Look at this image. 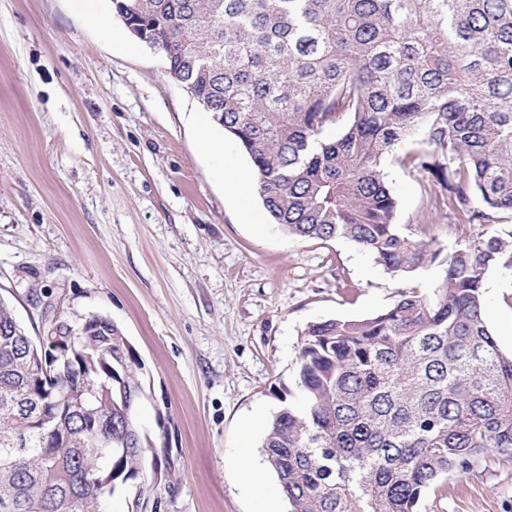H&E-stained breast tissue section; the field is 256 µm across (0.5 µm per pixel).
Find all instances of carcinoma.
Segmentation results:
<instances>
[{
  "label": "carcinoma",
  "instance_id": "1",
  "mask_svg": "<svg viewBox=\"0 0 512 512\" xmlns=\"http://www.w3.org/2000/svg\"><path fill=\"white\" fill-rule=\"evenodd\" d=\"M155 41L249 157L273 223L296 239H347L388 272L439 251L396 223L384 163L440 186L465 224L512 211V0H112ZM341 127L338 136L326 132ZM447 159L443 164L441 159ZM498 236L472 238L442 282L367 319L304 330L294 388L265 428L262 464L288 512H418L452 469L512 458V355L484 317ZM112 320L61 313L29 336L0 299V499L12 512H141L160 473L136 414L146 389ZM46 362L49 375L39 372Z\"/></svg>",
  "mask_w": 512,
  "mask_h": 512
}]
</instances>
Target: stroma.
<instances>
[{"instance_id":"35a3bbf8","label":"stroma","mask_w":512,"mask_h":512,"mask_svg":"<svg viewBox=\"0 0 512 512\" xmlns=\"http://www.w3.org/2000/svg\"><path fill=\"white\" fill-rule=\"evenodd\" d=\"M107 29L75 0H0V298L30 336L46 306L115 322L145 365L140 428L157 442L160 512H285L274 473L261 493L244 464L291 383L312 321L364 319L409 288L430 289L448 257L512 214L464 224L436 209L423 176L386 166L397 221L431 219L438 260L388 273L352 242L299 240L272 224L257 192L230 193L223 141L253 167L101 0ZM485 318L512 353V272L484 277ZM419 512H512V458L490 453L441 476Z\"/></svg>"}]
</instances>
